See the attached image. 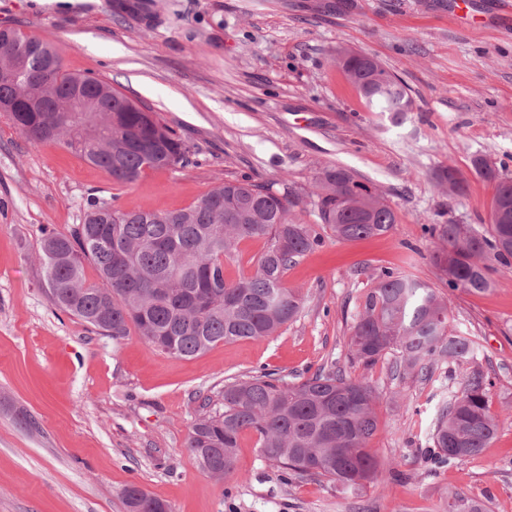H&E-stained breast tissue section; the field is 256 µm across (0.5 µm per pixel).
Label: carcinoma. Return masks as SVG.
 I'll return each mask as SVG.
<instances>
[{
    "mask_svg": "<svg viewBox=\"0 0 512 512\" xmlns=\"http://www.w3.org/2000/svg\"><path fill=\"white\" fill-rule=\"evenodd\" d=\"M39 44L22 66L12 62L14 35ZM337 66L366 104L377 112H409V88L382 65L378 83L369 62L357 56ZM14 104L13 125L34 144H59L80 154L123 185L146 172L188 163L189 146L153 110L108 82L64 70L43 38L0 28V102ZM477 176L493 185L497 222L472 236L460 225L440 226L432 263L448 287L470 293L490 288L487 261L512 270V180L482 156L471 161ZM466 178L454 165L437 173L448 195ZM317 216L338 239L389 234L398 218L379 196L354 183L344 168L324 170L317 183ZM288 189L228 180L178 210L124 211L107 201L89 204L66 233L45 232L40 248L50 299L60 310L120 342L136 332L155 349L195 358L219 343L262 340L295 321L302 297L285 286L288 269L313 252L320 238L297 218ZM245 240H261L249 274L229 278L224 264L238 261ZM91 263L100 283L86 282ZM450 299L422 281L384 271L360 304L350 338L351 361L372 366L389 352L400 354L395 372L425 377L434 357H473L475 342L448 329ZM223 407L198 417L186 448L205 473L224 480L235 474L242 434L257 437L264 458L295 475L315 476L345 493L376 487L380 462L367 448L378 427L380 393L369 383L333 368L285 384L273 372L224 383ZM498 420L488 406V380L474 367L460 394L438 414L432 435L437 463L450 465L480 455L491 444ZM127 512H172L136 485L124 489ZM447 512H488L462 493Z\"/></svg>",
    "mask_w": 512,
    "mask_h": 512,
    "instance_id": "obj_1",
    "label": "carcinoma"
}]
</instances>
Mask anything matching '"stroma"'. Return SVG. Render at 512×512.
Returning <instances> with one entry per match:
<instances>
[{
    "instance_id": "obj_1",
    "label": "stroma",
    "mask_w": 512,
    "mask_h": 512,
    "mask_svg": "<svg viewBox=\"0 0 512 512\" xmlns=\"http://www.w3.org/2000/svg\"><path fill=\"white\" fill-rule=\"evenodd\" d=\"M486 27L448 18V0H0V27L35 33L65 70L90 74L157 112L191 148L186 165L134 184L62 147L31 143L0 114V512H126L139 485L173 512H444L450 493L512 512V274L489 291L449 290L430 260L436 224L491 222L482 155L512 178V19L477 0ZM343 51L376 58L401 79L412 112H373L336 66ZM454 164L462 194L434 179ZM396 211L393 234L336 239L319 224L315 185L327 168ZM232 179L290 188L296 214L323 242L289 269L303 309L278 335L220 343L185 359L138 335L120 342L50 301L42 230L66 232L89 203L176 210ZM384 270L449 294V329L473 336V362L437 359L429 377L399 376L396 355L349 358L364 294ZM479 365L498 432L473 458L432 459L438 410ZM335 367L383 395L369 442L378 488L355 497L289 476L244 434L237 476L200 471L185 444L197 417L221 407L228 380L266 370L286 383ZM25 413L33 427L20 426Z\"/></svg>"
}]
</instances>
